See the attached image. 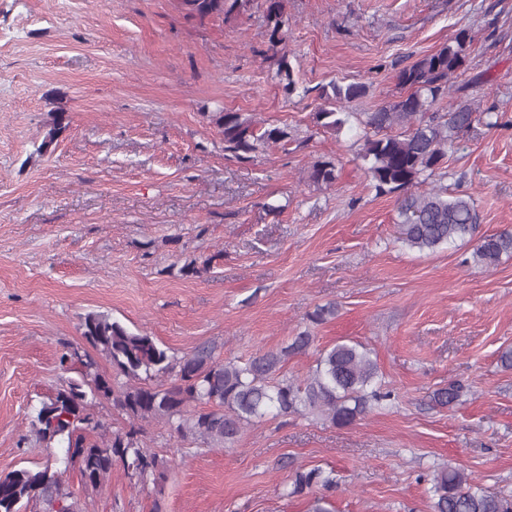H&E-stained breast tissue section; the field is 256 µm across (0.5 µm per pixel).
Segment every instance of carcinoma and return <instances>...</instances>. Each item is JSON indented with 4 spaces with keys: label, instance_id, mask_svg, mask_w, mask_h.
Returning a JSON list of instances; mask_svg holds the SVG:
<instances>
[{
    "label": "carcinoma",
    "instance_id": "obj_1",
    "mask_svg": "<svg viewBox=\"0 0 512 512\" xmlns=\"http://www.w3.org/2000/svg\"><path fill=\"white\" fill-rule=\"evenodd\" d=\"M249 0H184L189 13L202 18L230 15L247 7ZM265 21L270 50L288 40L285 0H265ZM467 35L459 32L452 41L399 71L398 84L408 94L386 103L362 120L365 136L361 158L373 187L380 195L398 194L399 240L411 250L434 252L459 242L470 241L479 227V214L469 195L448 196L431 189L415 195L409 189L439 174L448 160V149L458 135L475 121L468 104L439 113L436 103L448 95V82L464 65ZM285 93L296 89L286 52L277 59L274 75ZM364 93L358 84L333 85V95L317 113L322 128L336 131L348 121V113L338 115L336 105L350 102ZM215 124L224 139V152L248 161L259 148L288 139V131L278 126L258 125L241 112H218ZM65 114L54 113L40 149L51 146L66 129ZM316 184L336 180L335 165L316 162L310 173ZM512 256V230L478 237L473 248L475 264L492 267L502 257ZM335 305L317 307L309 321L323 324L335 317ZM81 336L111 364L112 381L94 371L89 354L72 349L60 356L63 367L81 364L82 379L70 381L36 410L32 425L42 440L66 444V463L78 467L87 487L101 486L118 462L132 477L157 472L165 461L144 447L140 422L163 424L171 437L207 448L232 443L242 429L268 416L317 413L332 424H353L374 407L392 397L383 388L379 368L371 351L359 343L339 341L320 353L316 368L304 379L281 374L288 356L306 351L314 336L304 331L279 349L253 356L244 362L219 358V345L206 341L184 356L160 346L154 337L133 332L111 317L90 312L83 317ZM458 382L438 389L433 400L441 407L456 404L462 396ZM112 402L126 417L129 428L112 432L100 443L92 442L90 429H104L92 412L97 400ZM336 485L332 473L320 468L297 470L291 478L290 494L310 493ZM433 512H512V496L489 493L473 483L457 466L438 470L429 489ZM39 501L45 512H81L79 503L63 489L51 467L21 468L0 475V512H22L31 501Z\"/></svg>",
    "mask_w": 512,
    "mask_h": 512
}]
</instances>
